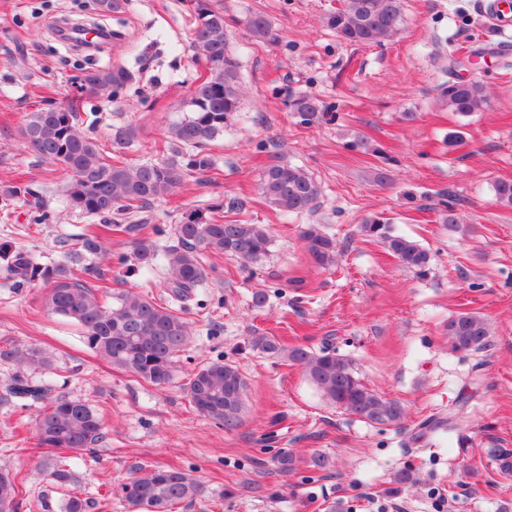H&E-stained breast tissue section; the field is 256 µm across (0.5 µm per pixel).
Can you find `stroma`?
<instances>
[{
	"label": "stroma",
	"mask_w": 512,
	"mask_h": 512,
	"mask_svg": "<svg viewBox=\"0 0 512 512\" xmlns=\"http://www.w3.org/2000/svg\"><path fill=\"white\" fill-rule=\"evenodd\" d=\"M92 0H0V243L30 251L39 263L64 261L66 241L97 232L96 219L69 205L68 177L40 162L23 143L27 113L75 98L81 67L121 66L132 79L113 102L80 99L100 144L120 142L129 164L171 157L170 127L188 113L186 101L201 66L190 46L189 0H122L101 25L120 43L79 48L54 32L57 22H82ZM224 9L231 51L239 62L240 110L222 135L207 142L212 170L186 178L171 196L142 212L164 249L197 211L236 198L228 220L268 225L267 255L249 265L207 255L205 284L180 309L189 323L172 382L160 387L97 356L80 326L44 305L47 287L24 288L0 269V344L37 345L51 365L23 368L51 397L88 402L106 435L90 451L69 452L73 486L88 512H128L117 486L135 465L173 466L205 487L203 497L175 512H512V208L493 186L512 181V36L500 33L488 0H404L400 32L379 45L350 44L327 26L338 0H213ZM263 13L280 38L254 37L246 21ZM464 64L447 72L450 58ZM485 88L482 107L462 116L439 87L449 78ZM304 92L327 106L322 121L299 123L288 95ZM282 160L302 167L320 196L308 213L281 219L258 192L265 166ZM27 183L49 201V218L12 187ZM452 204L457 227L442 224ZM389 219L394 233L426 249V274L403 268L362 224ZM320 225L337 244L336 262H310L302 241ZM105 260L84 256L76 276L98 264L125 278L133 291L162 303L171 297L160 272L125 277L135 263L132 238L106 239ZM268 294L265 307L252 296ZM469 312L491 325L488 347L453 350L446 324ZM275 336L286 348L330 347L351 360L372 390L405 407L400 424L359 420L327 401L302 367L285 355L260 352L255 336ZM236 365L246 383L238 424L227 428L193 410L184 385L212 362ZM468 398L458 436L421 447L409 440L419 422ZM40 404H0V469L22 477L27 499L61 512L65 490L39 466ZM326 457L310 468L312 454ZM293 466L280 472L275 459ZM410 482H402L404 469Z\"/></svg>",
	"instance_id": "stroma-1"
}]
</instances>
